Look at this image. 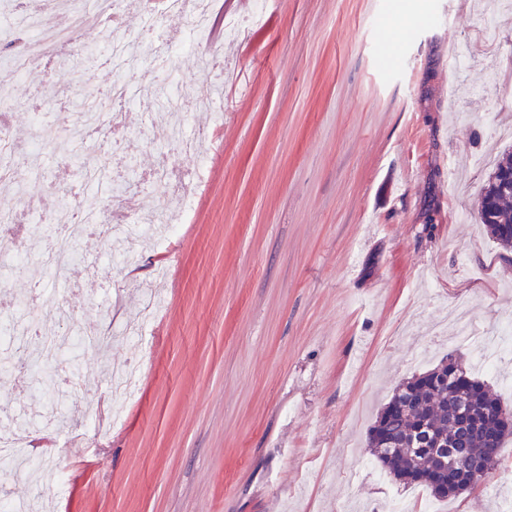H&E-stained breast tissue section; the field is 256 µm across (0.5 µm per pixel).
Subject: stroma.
Instances as JSON below:
<instances>
[{"label": "stroma", "instance_id": "stroma-1", "mask_svg": "<svg viewBox=\"0 0 512 512\" xmlns=\"http://www.w3.org/2000/svg\"><path fill=\"white\" fill-rule=\"evenodd\" d=\"M222 65L171 48L118 68L111 53L45 65L31 56L0 125L16 143L77 101L81 85L130 89L129 134L75 150L47 148L25 191L0 183V205L70 201L96 229L72 243L78 281L33 260L5 268L0 321L44 316L32 285L59 295L61 330L109 337L74 355L61 491L48 512H387L394 499L431 512H495L512 497V438L485 484L448 500L399 483L368 450L378 411L405 379L446 355L450 304H475L482 336L512 323V251L489 239L477 201L512 147V13L483 0H266L249 38L206 37ZM184 88L183 150L161 125L150 87ZM134 170L138 211L178 198L150 180L182 174L188 216L177 232L123 239L112 223L119 158ZM432 227H425L428 211ZM27 213V211H26ZM25 235L44 220L27 213ZM133 252V270L115 263ZM159 310L143 339L125 334L146 288ZM53 367L0 369V405L42 412L64 386Z\"/></svg>", "mask_w": 512, "mask_h": 512}]
</instances>
